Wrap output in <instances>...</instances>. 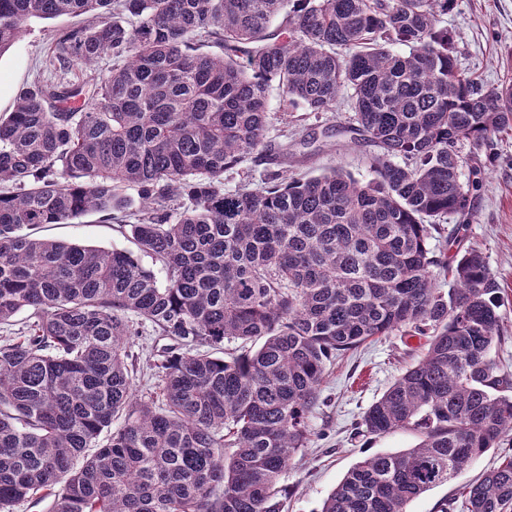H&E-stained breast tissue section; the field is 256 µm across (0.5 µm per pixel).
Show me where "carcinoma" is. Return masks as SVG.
Returning <instances> with one entry per match:
<instances>
[{"label": "carcinoma", "mask_w": 512, "mask_h": 512, "mask_svg": "<svg viewBox=\"0 0 512 512\" xmlns=\"http://www.w3.org/2000/svg\"><path fill=\"white\" fill-rule=\"evenodd\" d=\"M454 2L0 0V55L30 19L94 17L0 117V324L29 312L0 345V512L48 497L53 512H284L277 483L327 364L394 332L428 347L361 426L419 443L355 464L319 512H406L512 436V376L491 358L507 333L499 284L460 239L451 259L428 247L480 186L461 181V145L512 129V82L478 85L439 26ZM104 59L95 82L71 78ZM273 80L312 112L349 93L373 179L224 190V171L265 148ZM91 211L165 282L131 252L31 234ZM133 316L177 343L148 400L132 389ZM462 507L512 512V454Z\"/></svg>", "instance_id": "cac0c4a2"}]
</instances>
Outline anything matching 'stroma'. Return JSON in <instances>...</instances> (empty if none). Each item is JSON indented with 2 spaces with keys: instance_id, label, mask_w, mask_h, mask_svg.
I'll return each mask as SVG.
<instances>
[{
  "instance_id": "1",
  "label": "stroma",
  "mask_w": 512,
  "mask_h": 512,
  "mask_svg": "<svg viewBox=\"0 0 512 512\" xmlns=\"http://www.w3.org/2000/svg\"><path fill=\"white\" fill-rule=\"evenodd\" d=\"M86 21L81 15L27 22L20 39L0 57V115L12 112L20 91L45 71L56 35ZM442 24L453 36L459 63L479 84L490 89L512 78V0H456ZM268 100L267 148L262 157L225 171L226 190L259 188L274 173L311 177L338 169L361 182L371 179L368 146L351 142L344 131L351 118L348 107L335 112L288 109L275 82L269 87ZM463 153L468 159L464 175H477L482 187L472 195L467 220L461 223L451 217L441 222L429 245L441 246L457 229L464 246L483 253L500 284V314L508 328L491 357L512 372V129L501 133L493 152L467 146ZM39 234L89 247L138 250L130 236L121 234L116 224L102 222L96 213L71 224L43 225ZM167 343V338L146 325L131 338L130 350L137 358L132 374L136 395L156 394L158 380L150 365ZM425 348V339L419 337L384 336L337 359L329 368L320 403L308 418L307 446L290 460L279 481L284 512H319L324 499L354 464L378 452H402L418 443V434L410 430L364 436L357 433L356 424ZM511 452L512 446L506 444L488 450L447 483L410 502L407 512H439L445 501L450 504L448 512H461L465 487Z\"/></svg>"
}]
</instances>
